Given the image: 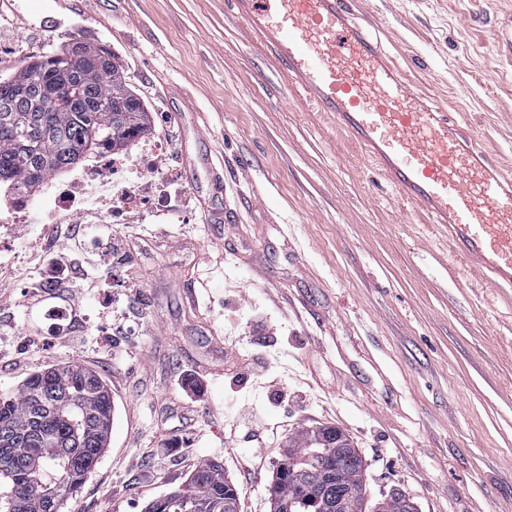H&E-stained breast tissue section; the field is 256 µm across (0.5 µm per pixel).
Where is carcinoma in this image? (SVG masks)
Returning a JSON list of instances; mask_svg holds the SVG:
<instances>
[{"label": "carcinoma", "instance_id": "obj_1", "mask_svg": "<svg viewBox=\"0 0 512 512\" xmlns=\"http://www.w3.org/2000/svg\"><path fill=\"white\" fill-rule=\"evenodd\" d=\"M64 71L69 92L47 102L44 85ZM141 100L122 82L116 57L105 45L81 40L62 53L38 57L0 79V185L28 192L74 163V151L116 152L143 131ZM114 405L103 380L79 364L43 369L15 390L0 394V433L12 442L0 447V512H61L89 470H75V458H101L112 428ZM284 458L295 470L320 481V495L348 498V512H403L396 497L368 494L362 458L335 426L304 430L288 441ZM235 488L221 465L203 461L185 486L151 500L145 512H224ZM273 496L297 498L291 476L279 478Z\"/></svg>", "mask_w": 512, "mask_h": 512}]
</instances>
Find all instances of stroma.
<instances>
[{
  "instance_id": "stroma-1",
  "label": "stroma",
  "mask_w": 512,
  "mask_h": 512,
  "mask_svg": "<svg viewBox=\"0 0 512 512\" xmlns=\"http://www.w3.org/2000/svg\"><path fill=\"white\" fill-rule=\"evenodd\" d=\"M355 13L418 95L512 161V54L498 39L512 0H360ZM75 38L108 44L147 110L121 159L154 143L181 205L139 206L108 236L76 225L72 258L99 263L89 293L75 279L28 287L50 231L45 187L12 228L0 393L76 362L115 404L109 446L65 512H144L203 461L223 466L239 512H270L289 436L320 425L353 441L371 495L397 486L418 512H512V305L467 275L223 0H0V78ZM183 140L209 168L184 172ZM212 168L224 192L205 201L193 185ZM131 231L150 250L130 252ZM55 306L73 320L54 347Z\"/></svg>"
}]
</instances>
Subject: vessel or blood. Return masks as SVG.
I'll list each match as a JSON object with an SVG mask.
<instances>
[{
  "label": "vessel or blood",
  "instance_id": "1",
  "mask_svg": "<svg viewBox=\"0 0 512 512\" xmlns=\"http://www.w3.org/2000/svg\"><path fill=\"white\" fill-rule=\"evenodd\" d=\"M472 277L512 288V179L418 98L352 18L350 0H224Z\"/></svg>",
  "mask_w": 512,
  "mask_h": 512
}]
</instances>
